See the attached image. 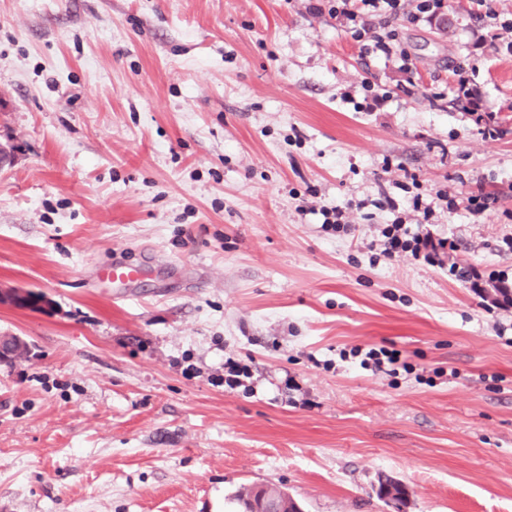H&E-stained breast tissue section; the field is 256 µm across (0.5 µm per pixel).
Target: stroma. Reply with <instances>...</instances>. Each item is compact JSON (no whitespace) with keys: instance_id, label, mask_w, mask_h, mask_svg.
Masks as SVG:
<instances>
[{"instance_id":"1","label":"stroma","mask_w":512,"mask_h":512,"mask_svg":"<svg viewBox=\"0 0 512 512\" xmlns=\"http://www.w3.org/2000/svg\"><path fill=\"white\" fill-rule=\"evenodd\" d=\"M493 6L399 18L404 73L328 0H0V289L46 299L0 303L28 345L0 362V512H233L258 484L392 512L388 477L404 512H512V301L378 248L418 199L452 262L512 277V0ZM350 201V231L325 229ZM115 260L149 270L119 294L93 281Z\"/></svg>"}]
</instances>
